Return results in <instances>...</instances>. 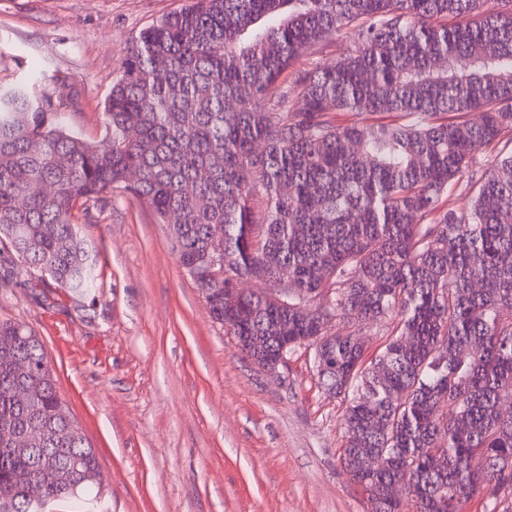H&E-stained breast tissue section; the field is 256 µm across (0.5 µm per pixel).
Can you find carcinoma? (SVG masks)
<instances>
[{"mask_svg":"<svg viewBox=\"0 0 512 512\" xmlns=\"http://www.w3.org/2000/svg\"><path fill=\"white\" fill-rule=\"evenodd\" d=\"M124 48L102 147L64 103L0 82V240L86 294L94 256L73 222L121 190L169 225L211 317L270 364L313 347L345 401L342 461L372 512H512V0H189ZM454 19L448 24V19ZM347 57L296 62L336 37ZM371 112L372 126L360 121ZM495 150L483 170L474 150ZM220 247V278L206 258ZM288 288L277 303L239 289ZM353 330L328 335L335 317ZM387 328L370 357L361 326ZM0 512H49L100 485L70 437L42 341L0 323ZM19 384L35 406L14 396ZM381 458L383 466L373 460ZM38 483L42 504L27 505ZM406 484L399 498L390 489Z\"/></svg>","mask_w":512,"mask_h":512,"instance_id":"1","label":"carcinoma"}]
</instances>
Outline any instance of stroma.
I'll return each mask as SVG.
<instances>
[{"label":"stroma","instance_id":"obj_1","mask_svg":"<svg viewBox=\"0 0 512 512\" xmlns=\"http://www.w3.org/2000/svg\"><path fill=\"white\" fill-rule=\"evenodd\" d=\"M185 0H0V81L35 82L101 144L122 50ZM96 287L75 295L0 241V322L45 347L95 449L99 494L52 512H371L341 463L344 404L303 346L271 371L214 321L167 225L120 191L76 212Z\"/></svg>","mask_w":512,"mask_h":512}]
</instances>
